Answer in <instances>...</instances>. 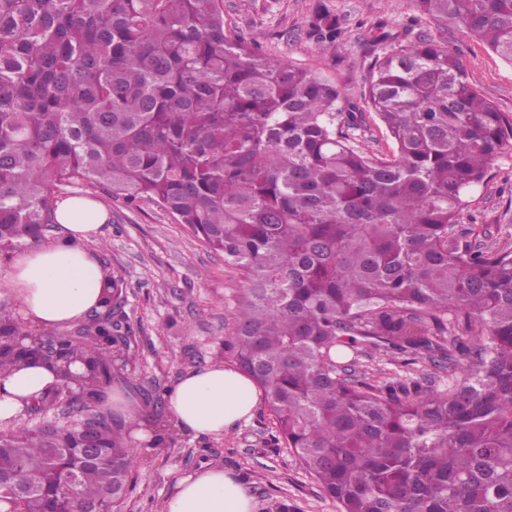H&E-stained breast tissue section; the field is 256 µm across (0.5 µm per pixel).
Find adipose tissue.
<instances>
[{
  "label": "adipose tissue",
  "instance_id": "obj_1",
  "mask_svg": "<svg viewBox=\"0 0 512 512\" xmlns=\"http://www.w3.org/2000/svg\"><path fill=\"white\" fill-rule=\"evenodd\" d=\"M58 237L18 254L0 286L20 301L23 319L53 328L74 324L98 309L106 272L88 245L103 232L108 213L95 199L73 195L57 200ZM54 375L39 367L0 373V421L14 422L27 403L49 392ZM177 426L196 436L220 437L248 420L259 401L254 383L237 369L214 364L186 373L165 393ZM243 480L219 465L178 477L164 512H257Z\"/></svg>",
  "mask_w": 512,
  "mask_h": 512
}]
</instances>
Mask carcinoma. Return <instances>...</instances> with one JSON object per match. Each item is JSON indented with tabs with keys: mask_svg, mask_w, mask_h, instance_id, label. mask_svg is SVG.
I'll list each match as a JSON object with an SVG mask.
<instances>
[{
	"mask_svg": "<svg viewBox=\"0 0 512 512\" xmlns=\"http://www.w3.org/2000/svg\"><path fill=\"white\" fill-rule=\"evenodd\" d=\"M512 64V0H412ZM312 31L336 40L317 14ZM393 39L365 103L396 148L356 137L364 112L338 87L227 34L216 0H0V247L43 237L65 183L103 185L171 213L236 267L229 343L277 429L339 512H512V250L459 228L468 191L505 146L512 113L426 38ZM38 404L81 384L95 409L113 383L109 336L130 332L120 283ZM27 332L0 315V373L31 365ZM360 346L466 375L350 378ZM85 464L73 434L26 421L0 432V499L15 512L105 508L132 489L121 423ZM78 473L77 482L71 481Z\"/></svg>",
	"mask_w": 512,
	"mask_h": 512,
	"instance_id": "cac0c4a2",
	"label": "carcinoma"
}]
</instances>
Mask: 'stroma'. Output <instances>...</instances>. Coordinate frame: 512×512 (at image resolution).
Instances as JSON below:
<instances>
[{"mask_svg":"<svg viewBox=\"0 0 512 512\" xmlns=\"http://www.w3.org/2000/svg\"><path fill=\"white\" fill-rule=\"evenodd\" d=\"M220 6L232 36L335 83L350 102L362 103L371 63L392 47L388 41H368L369 29L380 24L447 46L466 64L470 83L500 111L512 113V64L465 29L420 16L411 0H221ZM319 11L336 18L338 40L311 34L309 23ZM73 193L93 195L109 212L95 249L108 274L121 281L134 358L126 367L115 364L114 385L151 417L156 396L183 374L216 361L233 365L224 342L233 331L242 277L222 253L207 248L155 204H131L105 187L79 182L59 189L63 197ZM466 200L464 219L493 227L512 222V147L501 151L485 182ZM342 363L353 377L411 379L428 392L447 378L429 362L409 365L381 348L349 353ZM274 433L262 402L250 421L220 437L197 439L164 422L160 444L136 449L134 489L115 512H163L175 479L210 464L244 477L261 512H338L291 450L275 442Z\"/></svg>","mask_w":512,"mask_h":512,"instance_id":"obj_1","label":"stroma"}]
</instances>
